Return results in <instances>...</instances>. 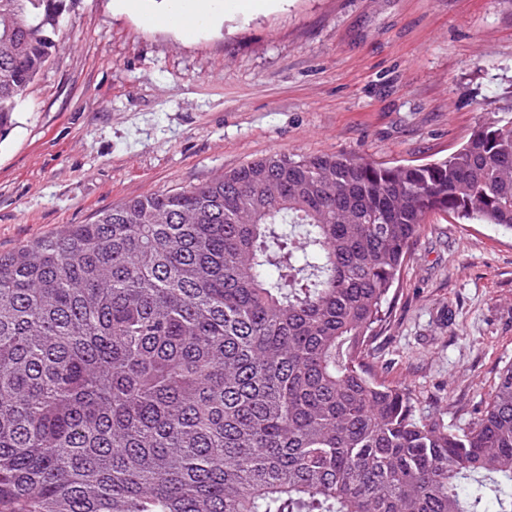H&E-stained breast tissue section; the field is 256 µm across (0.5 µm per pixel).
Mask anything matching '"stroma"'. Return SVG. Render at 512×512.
I'll use <instances>...</instances> for the list:
<instances>
[{"label":"stroma","mask_w":512,"mask_h":512,"mask_svg":"<svg viewBox=\"0 0 512 512\" xmlns=\"http://www.w3.org/2000/svg\"><path fill=\"white\" fill-rule=\"evenodd\" d=\"M182 34L166 0H68L0 142V254L270 154L427 163L512 87V0H257ZM367 363L467 427L512 364V235L429 217Z\"/></svg>","instance_id":"35a3bbf8"}]
</instances>
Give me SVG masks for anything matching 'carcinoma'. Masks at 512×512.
<instances>
[{
    "label": "carcinoma",
    "mask_w": 512,
    "mask_h": 512,
    "mask_svg": "<svg viewBox=\"0 0 512 512\" xmlns=\"http://www.w3.org/2000/svg\"><path fill=\"white\" fill-rule=\"evenodd\" d=\"M67 0H0V139ZM512 91L447 158L272 154L0 254V512H512V364L466 428L363 362L431 215L512 234Z\"/></svg>",
    "instance_id": "carcinoma-1"
}]
</instances>
